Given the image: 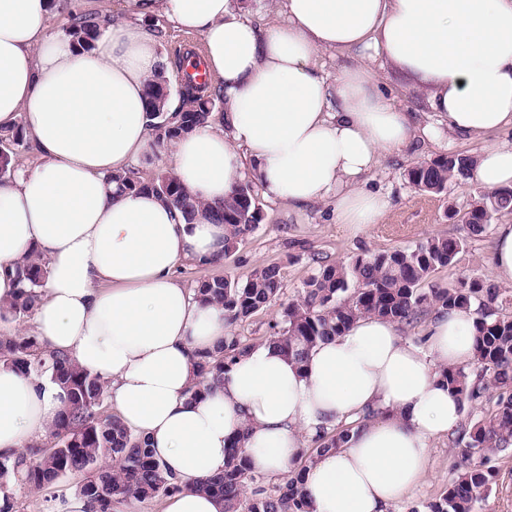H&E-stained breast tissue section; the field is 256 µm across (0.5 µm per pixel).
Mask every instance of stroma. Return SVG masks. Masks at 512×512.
I'll return each instance as SVG.
<instances>
[{
	"label": "stroma",
	"mask_w": 512,
	"mask_h": 512,
	"mask_svg": "<svg viewBox=\"0 0 512 512\" xmlns=\"http://www.w3.org/2000/svg\"><path fill=\"white\" fill-rule=\"evenodd\" d=\"M375 75L386 95L402 109L419 112L425 125L436 126L428 111L425 93L411 82L391 71L376 70ZM483 141L446 135L439 139L424 138L401 155L384 158L368 177L369 186L382 193L388 208L380 223L365 230L337 223L329 204L318 203L300 209L262 199L263 220L259 228L236 252L219 265L186 263L178 267L176 276L186 287L199 281L228 276L245 282L259 266L279 264L283 274V291L263 311L234 326L235 334L258 342L272 335L281 318L284 305L298 297L305 282L318 265L317 258L336 263L349 261L364 252L391 251L414 247L430 236L453 234L468 237L467 228L458 220L483 189L473 180L450 183L442 195H426L409 183L406 173L414 163L448 152L478 155ZM469 242L455 264L437 272L431 279L436 287H444L463 278L488 274L493 236L468 238ZM463 459L451 439L441 438L432 445L429 474L406 500L391 512H419L428 502L439 498L448 486L456 466ZM497 473L496 484L477 506V512H512V455L501 454L490 461Z\"/></svg>",
	"instance_id": "stroma-1"
}]
</instances>
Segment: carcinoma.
<instances>
[{
    "label": "carcinoma",
    "instance_id": "1",
    "mask_svg": "<svg viewBox=\"0 0 512 512\" xmlns=\"http://www.w3.org/2000/svg\"><path fill=\"white\" fill-rule=\"evenodd\" d=\"M52 11L68 17L66 34L82 50L98 39L104 16L81 9L79 0H50ZM177 84L157 74L145 88L148 131L152 142L165 146L209 123L215 112H224V97L202 84L179 75ZM179 107L164 110L172 93ZM0 181L16 172V149L24 146L23 128H0ZM474 160L462 153H448L417 162L407 170L409 182L424 193L441 195L448 184L468 178ZM123 189L149 191L178 209L190 222L198 201L171 173L159 170L143 179L133 171L113 176ZM512 212V189L481 195L468 211V235L487 232L493 216ZM213 220L224 225V255H229L259 227L262 211L251 182L238 185L224 204L210 208ZM466 239L432 236L408 249L359 255L347 262L321 264L305 282L301 296L285 306L280 327L266 338L292 363L306 365L310 351L323 341L344 333L357 319L377 316L395 322L416 321L423 307L474 308L476 333L471 366L445 371L448 389L462 406L467 421L458 429L456 444L463 446L467 465L455 471L447 490L425 505V512H475L496 483V472L487 467L490 456L512 449V295L489 278L472 277L446 288L424 291L422 284L433 273L454 264ZM14 277L18 292L0 304V319L19 320L31 315L47 277L46 262L31 254L17 263ZM281 268L263 265L246 283L216 277L198 282L194 291L207 303L224 306V320L233 325L265 309L282 291ZM253 347L231 335L224 345L199 355V386L211 389L222 380L235 358ZM0 363L25 376L48 378L60 385L67 398L45 442L29 454L0 456V496L11 512L16 508V488L38 490L67 476H79V498L91 512H116L129 502H156L189 487L224 501V512H310L301 474L273 483L254 473L247 450L237 438L225 449L224 473L191 484L166 471L145 439L128 429L118 417L104 411L107 399L101 381L82 370L67 352L52 350L35 336H0ZM350 428L336 427L315 440V450L336 449L348 438Z\"/></svg>",
    "mask_w": 512,
    "mask_h": 512
}]
</instances>
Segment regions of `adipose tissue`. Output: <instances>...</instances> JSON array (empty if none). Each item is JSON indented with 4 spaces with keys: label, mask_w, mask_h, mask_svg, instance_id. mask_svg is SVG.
<instances>
[{
    "label": "adipose tissue",
    "mask_w": 512,
    "mask_h": 512,
    "mask_svg": "<svg viewBox=\"0 0 512 512\" xmlns=\"http://www.w3.org/2000/svg\"><path fill=\"white\" fill-rule=\"evenodd\" d=\"M159 11L202 37L209 82L224 95L227 129L210 124L168 147L173 175L203 204L190 222L107 181L155 158L144 89L165 61L140 20ZM48 16L49 0H0V127L23 120L40 157L0 183V301L17 292L15 264L41 254L32 335L98 377L122 422L182 479L222 472L238 437L254 472L301 470L311 512H389L425 478L432 441L462 421L442 371L471 364L473 309L437 308L421 344L397 322L358 319L302 368L261 344L201 392L196 356L223 343L224 308L175 271L223 256L224 227L207 207L248 177L294 208L330 202L337 223L357 230L383 216L366 177L412 145L417 126L370 70L327 77L320 52L412 78L449 133L512 130V0H284L263 30L232 0H122L87 51ZM471 178L512 188V144L487 145ZM65 399L50 380L0 364V455L43 440ZM341 425L351 428L342 447L309 452Z\"/></svg>",
    "instance_id": "1"
}]
</instances>
